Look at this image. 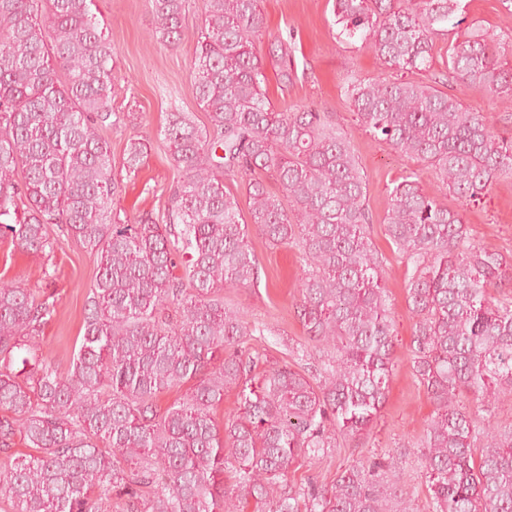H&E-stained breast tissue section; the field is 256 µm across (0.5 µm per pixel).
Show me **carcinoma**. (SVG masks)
Masks as SVG:
<instances>
[{
  "mask_svg": "<svg viewBox=\"0 0 512 512\" xmlns=\"http://www.w3.org/2000/svg\"><path fill=\"white\" fill-rule=\"evenodd\" d=\"M94 0H0V232L48 257L59 235L100 255L84 333L67 371L41 335L55 295L0 282V497L10 512H414L397 448L339 468L330 485L291 482L299 459L365 438L380 417L397 325L373 246L367 180L351 138L327 112L277 110L267 96L260 0H205L192 66L209 116L169 112L157 137L176 180L161 218H123L104 133L116 51ZM173 48L186 0H151ZM461 0H334L337 37L371 48L389 77H347L356 124L435 173L454 209L409 169L388 189L385 235L404 260L409 359L435 404L421 440L432 512H512V423H492L512 393V252L473 240L462 208L512 177V137L419 78L448 41L442 77L512 100L509 42L480 25L452 37ZM279 81L292 40L273 37ZM147 144L127 140L135 173ZM275 177L280 191L267 189ZM241 179L249 200L225 184ZM255 230L302 258L297 314L324 360L303 347L270 359L267 327L224 303L252 288ZM187 386L168 407L161 394ZM234 393L238 416L214 418ZM30 452L13 457L16 437Z\"/></svg>",
  "mask_w": 512,
  "mask_h": 512,
  "instance_id": "obj_1",
  "label": "carcinoma"
}]
</instances>
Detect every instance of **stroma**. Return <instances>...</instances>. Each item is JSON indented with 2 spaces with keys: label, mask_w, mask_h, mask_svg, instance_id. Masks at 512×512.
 Returning <instances> with one entry per match:
<instances>
[{
  "label": "stroma",
  "mask_w": 512,
  "mask_h": 512,
  "mask_svg": "<svg viewBox=\"0 0 512 512\" xmlns=\"http://www.w3.org/2000/svg\"><path fill=\"white\" fill-rule=\"evenodd\" d=\"M465 22L458 35H465L469 24L477 23L503 36H512V0H463ZM266 33L289 35L294 43L295 76L291 84H279L274 60H267L268 95L276 108L311 106L331 115L350 136L356 155L367 176L366 204L373 216L371 237L375 248L386 259L384 285L397 320L398 345L395 367L381 419L370 437L341 441L330 456L292 472L291 478H307L327 484L338 467L351 461L383 454L392 448L405 449L409 460L406 478L414 493L416 512H429L428 491L419 468V446L426 421L434 405L423 387L412 376L408 347L412 322L408 318L405 292L406 267L385 235L383 219L388 208L387 189L411 163L388 144L375 140L359 129L351 107L341 93L347 74L372 79L384 68L367 48H349L336 40L332 0H262ZM117 51V68L122 76L115 85L112 106L118 112L142 114V124L123 125L109 131L112 165L122 167L123 150L131 136L147 144V155L136 175H122V191L115 205L135 217L144 212L161 215L174 171L156 138L167 112L180 109L195 113L199 124L208 118L195 96L190 66L195 42L185 38L179 47H164L153 35L154 19L150 0H95L92 7ZM445 92L461 98L474 110L486 113L494 131L512 136V103L448 84ZM464 220L477 242L512 251V178L498 180L479 205L466 207ZM250 242L259 261L260 283L255 288H230L224 300L248 319L267 324L269 355L286 359L288 348L306 343L303 327L296 316L299 291L296 276L301 265L298 250L291 246L272 247L258 234ZM53 263L57 275L44 283L42 268ZM97 260L77 241L60 237L51 258L45 259L0 240V280L18 281L28 288L47 287L58 299L57 315L42 334L44 350L60 367H68L82 339L83 311L95 280Z\"/></svg>",
  "instance_id": "obj_1"
}]
</instances>
